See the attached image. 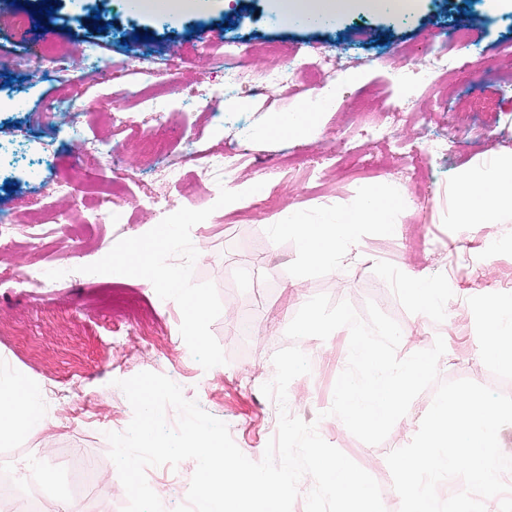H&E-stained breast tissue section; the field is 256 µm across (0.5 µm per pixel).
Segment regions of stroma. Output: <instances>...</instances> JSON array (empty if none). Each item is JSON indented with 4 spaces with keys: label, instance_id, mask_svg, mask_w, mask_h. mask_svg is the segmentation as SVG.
Instances as JSON below:
<instances>
[{
    "label": "stroma",
    "instance_id": "stroma-1",
    "mask_svg": "<svg viewBox=\"0 0 512 512\" xmlns=\"http://www.w3.org/2000/svg\"><path fill=\"white\" fill-rule=\"evenodd\" d=\"M98 19L106 31L96 32ZM48 23L24 34L0 23V212L35 203L42 214L41 223L19 225L12 237L0 239V369L37 381L49 413L46 431L0 444V475L10 474L30 491L23 474L36 457L57 469L65 494L83 512H122L126 496L105 434L124 431L133 417L117 380L142 371L177 383L187 399L227 424L249 459L260 461L278 421L275 402L261 387L274 354L295 344L309 356L311 372L290 383V407L378 482L386 512H399L386 456L412 440L433 390L413 400L383 443H363L328 413L348 356L347 329L295 342L286 329L317 294L350 301L360 314L371 300L401 327L398 357L443 337L440 380L469 379L512 396V369L485 357L481 346L485 308L512 295V223L450 224L442 208L449 181L467 165L512 150V81L496 75L504 51L512 50V0H422L406 16L360 12L288 26L275 22L270 0H234L229 9L221 0H200L170 17L133 13L122 0H90L82 9L60 0ZM456 27L467 29L469 41L455 50L454 81L477 103L463 124L448 89L403 85L390 73L391 62L403 58L424 67L429 43ZM57 38L93 42L123 60L110 82L83 90L84 98L104 95L120 105L119 123L90 110L81 117L82 135H72L68 117L52 110L62 81L12 78L11 57ZM227 41L247 48L253 74L280 70L284 79L261 86L245 78L225 90L217 57ZM296 52L335 55L352 81L342 84L335 111L324 114L314 134L265 138L258 132L262 119L317 94L288 74ZM149 53L174 59L177 70L142 83ZM137 84L148 104L127 95V86ZM232 99L248 101L249 111L227 109ZM213 108L222 119H210ZM375 124L391 128L389 141L368 135ZM100 138L108 142L106 152L89 155L87 141ZM437 142L446 150H434ZM228 152L236 153L237 165L210 195L190 201L199 155ZM171 163L180 182L165 177ZM71 167L88 189L124 179L123 202L111 222L96 223L87 214L74 223L64 219L46 185ZM247 181L265 183L267 207L225 211V186ZM368 182L407 190L411 207L401 224L388 233L364 226L341 264L298 271V244L288 236L272 239L271 216L291 205L307 212L334 205ZM147 193L165 198L166 208L145 206ZM188 214L192 245L168 253L166 263L205 300L208 335L199 348L183 336L179 302L116 259L154 225ZM489 238L499 242L492 253L481 247ZM63 261L73 277L55 292L15 279ZM406 271L447 279L446 317L421 316L407 304L396 280ZM195 469L191 459L176 473L165 465L149 468L164 489L166 512L185 501Z\"/></svg>",
    "mask_w": 512,
    "mask_h": 512
}]
</instances>
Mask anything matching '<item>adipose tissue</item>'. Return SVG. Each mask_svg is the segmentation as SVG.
<instances>
[{
	"label": "adipose tissue",
	"mask_w": 512,
	"mask_h": 512,
	"mask_svg": "<svg viewBox=\"0 0 512 512\" xmlns=\"http://www.w3.org/2000/svg\"><path fill=\"white\" fill-rule=\"evenodd\" d=\"M421 0H271L279 21L332 19L352 12H414ZM336 97L335 86H325L293 113L278 116L269 126L272 134L301 138L316 129L326 104ZM407 192L387 185L366 183L357 194L317 215L288 208L272 219L273 237L294 238L304 266L336 265L351 252L358 230L365 225L389 229L401 223L407 211ZM512 220V153L494 152L469 165L448 186V221L452 224H501ZM172 225L155 226L150 236L136 240L124 259L148 267L146 282L153 288L170 289L184 310L183 334L193 345L206 341L204 302L187 278L175 276L160 260L171 248ZM406 300L419 312L438 313L448 307L444 283L422 274L407 273L401 282ZM485 355L512 368V305L496 304L485 314L482 330ZM48 416L39 385L15 373L0 381V442L42 432Z\"/></svg>",
	"instance_id": "obj_1"
}]
</instances>
